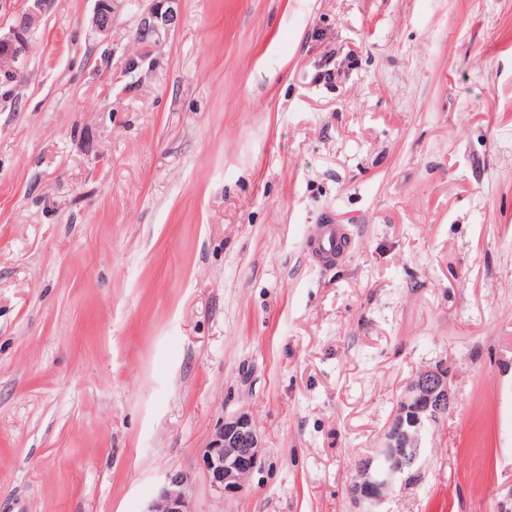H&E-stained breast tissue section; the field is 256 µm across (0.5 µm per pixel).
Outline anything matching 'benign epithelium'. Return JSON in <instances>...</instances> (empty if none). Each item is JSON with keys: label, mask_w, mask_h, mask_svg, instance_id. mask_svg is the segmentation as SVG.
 <instances>
[{"label": "benign epithelium", "mask_w": 512, "mask_h": 512, "mask_svg": "<svg viewBox=\"0 0 512 512\" xmlns=\"http://www.w3.org/2000/svg\"><path fill=\"white\" fill-rule=\"evenodd\" d=\"M177 0H150L138 31L147 40L149 51L166 38L178 19ZM46 0H24L8 30L0 31V54L14 63L15 73L23 74L28 37L40 20ZM124 0H95L92 26L107 36ZM455 404L444 362L417 374L402 391L396 408L384 429L380 447L374 448L354 466L349 493L359 512H375L386 495L399 482L421 478L426 463L425 439ZM261 438L252 416L239 412L224 419L216 428L200 464L211 486L221 497H235L245 490L251 473L261 464ZM188 475L170 471L147 512H194L187 495Z\"/></svg>", "instance_id": "obj_1"}]
</instances>
